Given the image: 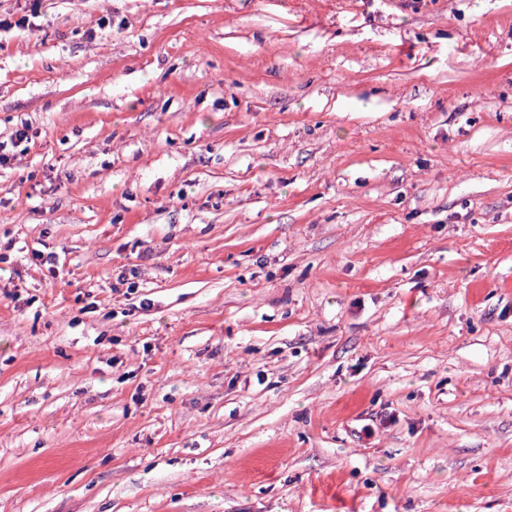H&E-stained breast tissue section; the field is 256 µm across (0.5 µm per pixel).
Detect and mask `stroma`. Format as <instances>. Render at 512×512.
I'll list each match as a JSON object with an SVG mask.
<instances>
[{
  "label": "stroma",
  "instance_id": "obj_1",
  "mask_svg": "<svg viewBox=\"0 0 512 512\" xmlns=\"http://www.w3.org/2000/svg\"><path fill=\"white\" fill-rule=\"evenodd\" d=\"M0 15V512H512V0Z\"/></svg>",
  "mask_w": 512,
  "mask_h": 512
}]
</instances>
